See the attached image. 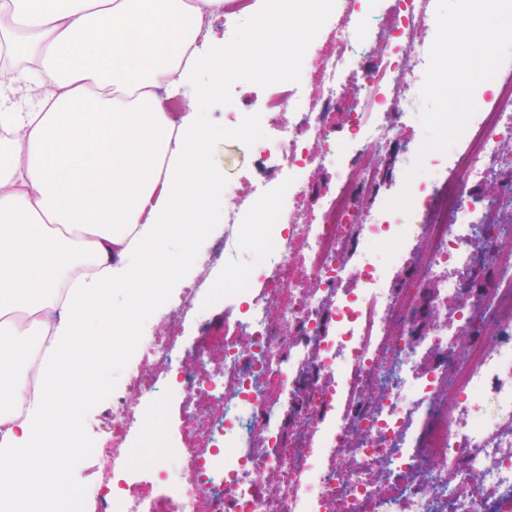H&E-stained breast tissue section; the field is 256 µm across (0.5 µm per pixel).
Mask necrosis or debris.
I'll list each match as a JSON object with an SVG mask.
<instances>
[{
	"label": "necrosis or debris",
	"instance_id": "4bbe7bcc",
	"mask_svg": "<svg viewBox=\"0 0 512 512\" xmlns=\"http://www.w3.org/2000/svg\"><path fill=\"white\" fill-rule=\"evenodd\" d=\"M430 0H394L391 27L365 21L345 28L334 51L316 55L317 90L296 96L287 86L268 100L290 104L287 120L254 149L260 178L297 171L286 197L314 196V223L276 201L215 204L224 233L195 253L202 270L234 260L250 238L253 270L276 275L284 288L253 290L224 320L222 360L215 370L182 366L181 339L192 302L167 319L164 335L134 337L121 392L99 388L100 429L111 445L83 444L102 468L62 512H512V235L476 244V229L496 206L512 208V80L494 78L495 100L476 98V113L452 152L436 199L404 213L385 206L358 213L357 200L383 194L382 160L392 129L412 116V92L423 83L433 42ZM355 93L344 125L330 116ZM335 168L334 185L311 193L307 168ZM497 177L498 201L479 191ZM258 216L255 224L244 214ZM418 243L406 286L395 285L387 261ZM386 258H379V251ZM494 265L492 287H480ZM316 286L304 288L303 279ZM438 301L455 300L410 345L401 332L421 284ZM490 336L457 349L456 337L475 321ZM434 358L420 372L419 349ZM179 404L184 447L159 440L140 463L130 438L144 421L142 401ZM424 410L426 426L413 428ZM293 437L281 438L283 420ZM159 475L162 490L146 495L113 484L141 466ZM270 475L262 484L259 474Z\"/></svg>",
	"mask_w": 512,
	"mask_h": 512
}]
</instances>
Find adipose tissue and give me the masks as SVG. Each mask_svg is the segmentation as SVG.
Here are the masks:
<instances>
[{"mask_svg": "<svg viewBox=\"0 0 512 512\" xmlns=\"http://www.w3.org/2000/svg\"><path fill=\"white\" fill-rule=\"evenodd\" d=\"M225 0H0V38L16 37L17 65H0V512H55L80 480L69 465L74 410L32 402L24 421L14 369L24 311L47 347L39 372L64 384L72 359L129 338L134 315L173 280L210 210L201 165V104L217 85L263 76L268 58L249 36L211 51L200 34ZM330 0H306L268 26L285 54L309 46ZM211 65V82L197 73ZM36 97L33 107L21 101ZM180 97L187 115L169 111ZM122 291L126 306L112 309ZM101 317L88 332L89 316Z\"/></svg>", "mask_w": 512, "mask_h": 512, "instance_id": "obj_1", "label": "adipose tissue"}]
</instances>
